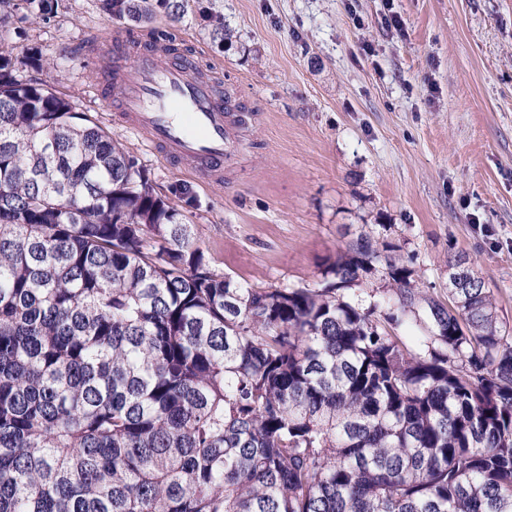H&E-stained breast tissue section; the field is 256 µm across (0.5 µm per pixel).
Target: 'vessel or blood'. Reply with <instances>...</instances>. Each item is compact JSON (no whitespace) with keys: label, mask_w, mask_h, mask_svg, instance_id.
Instances as JSON below:
<instances>
[{"label":"vessel or blood","mask_w":512,"mask_h":512,"mask_svg":"<svg viewBox=\"0 0 512 512\" xmlns=\"http://www.w3.org/2000/svg\"><path fill=\"white\" fill-rule=\"evenodd\" d=\"M97 50L118 76L117 90L102 88L103 106L121 113L129 129L170 164H189L205 183L220 181L240 150L236 98L202 78L180 45L161 58L146 44L132 52L118 35Z\"/></svg>","instance_id":"b4317fda"}]
</instances>
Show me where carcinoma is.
Returning a JSON list of instances; mask_svg holds the SVG:
<instances>
[{
  "instance_id": "1",
  "label": "carcinoma",
  "mask_w": 512,
  "mask_h": 512,
  "mask_svg": "<svg viewBox=\"0 0 512 512\" xmlns=\"http://www.w3.org/2000/svg\"><path fill=\"white\" fill-rule=\"evenodd\" d=\"M68 7L0 0V34ZM50 65L0 45V512H512V336L466 258L414 351L394 243L358 237L317 288L238 283ZM376 272L382 320L344 296Z\"/></svg>"
}]
</instances>
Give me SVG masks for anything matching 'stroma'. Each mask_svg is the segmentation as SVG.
I'll list each match as a JSON object with an SVG mask.
<instances>
[{
	"label": "stroma",
	"mask_w": 512,
	"mask_h": 512,
	"mask_svg": "<svg viewBox=\"0 0 512 512\" xmlns=\"http://www.w3.org/2000/svg\"><path fill=\"white\" fill-rule=\"evenodd\" d=\"M223 47L195 5L153 28L122 27L97 0L29 36L58 59L50 86L112 131L186 212L213 266L254 288H315L362 235L401 249L414 271L412 319L448 301L463 255L512 332V0H219ZM395 12L402 31L387 29ZM176 35L244 107L242 150L223 184L167 164L104 110L96 44L115 31Z\"/></svg>",
	"instance_id": "stroma-1"
}]
</instances>
